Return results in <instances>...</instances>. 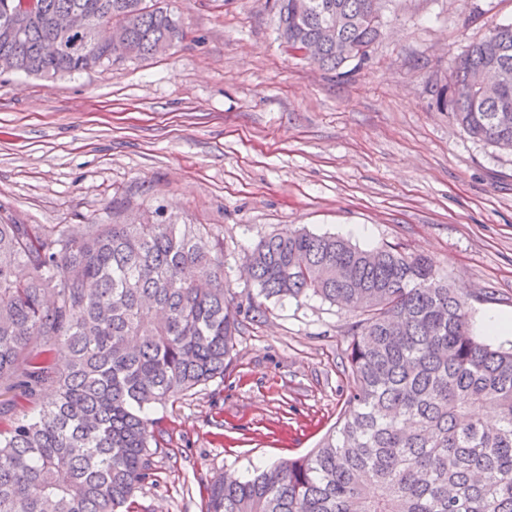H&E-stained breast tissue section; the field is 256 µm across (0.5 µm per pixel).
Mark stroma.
Listing matches in <instances>:
<instances>
[{"mask_svg":"<svg viewBox=\"0 0 512 512\" xmlns=\"http://www.w3.org/2000/svg\"><path fill=\"white\" fill-rule=\"evenodd\" d=\"M176 49L92 72L0 73V222L81 230L163 208L224 243L239 331L222 378L156 407L135 512H204L210 482L307 455L352 378L356 313L262 301L246 249L290 227L426 255L473 330L512 314V151L436 104L455 57L512 0H387L367 59L286 54L274 0H171Z\"/></svg>","mask_w":512,"mask_h":512,"instance_id":"obj_1","label":"stroma"}]
</instances>
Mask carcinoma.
<instances>
[{"instance_id":"obj_1","label":"carcinoma","mask_w":512,"mask_h":512,"mask_svg":"<svg viewBox=\"0 0 512 512\" xmlns=\"http://www.w3.org/2000/svg\"><path fill=\"white\" fill-rule=\"evenodd\" d=\"M16 2L0 0L1 72L82 73L184 38L166 0H36L9 40ZM382 2L275 0L279 39L288 53L318 45L316 63L334 72L379 38ZM67 12L92 25L110 16L126 38L89 32L83 52L42 57ZM438 106L512 150V20L465 47ZM203 230L160 208L80 233L0 224V387L39 400L0 435V512L131 507L154 471L148 411L224 377L234 348L224 247ZM244 267L258 298H318L365 318L333 430L303 458L215 479L206 512H512V349L472 334L468 295L431 258L288 228L260 239Z\"/></svg>"}]
</instances>
